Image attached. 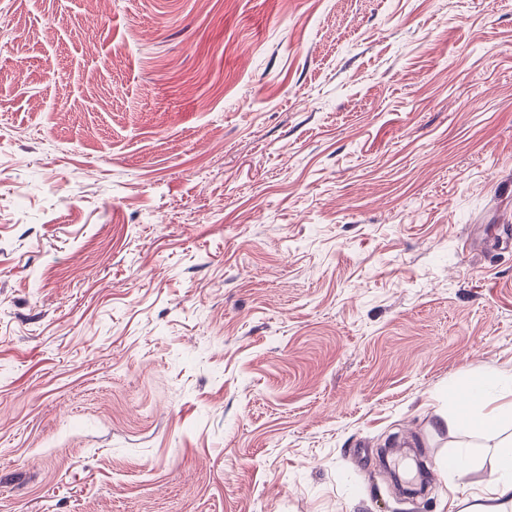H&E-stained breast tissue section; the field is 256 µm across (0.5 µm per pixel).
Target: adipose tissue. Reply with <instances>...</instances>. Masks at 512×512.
<instances>
[{
    "label": "adipose tissue",
    "instance_id": "obj_1",
    "mask_svg": "<svg viewBox=\"0 0 512 512\" xmlns=\"http://www.w3.org/2000/svg\"><path fill=\"white\" fill-rule=\"evenodd\" d=\"M448 402L458 409L454 427L471 434L484 433L497 427L503 415L512 414V385L495 392L485 380L477 379L464 394H449ZM511 502L512 440L503 443L497 478L481 502L474 504L472 512H507Z\"/></svg>",
    "mask_w": 512,
    "mask_h": 512
}]
</instances>
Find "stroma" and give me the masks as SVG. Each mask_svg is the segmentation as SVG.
<instances>
[{"label":"stroma","mask_w":512,"mask_h":512,"mask_svg":"<svg viewBox=\"0 0 512 512\" xmlns=\"http://www.w3.org/2000/svg\"><path fill=\"white\" fill-rule=\"evenodd\" d=\"M475 377L512 0H0V512H452Z\"/></svg>","instance_id":"stroma-1"}]
</instances>
